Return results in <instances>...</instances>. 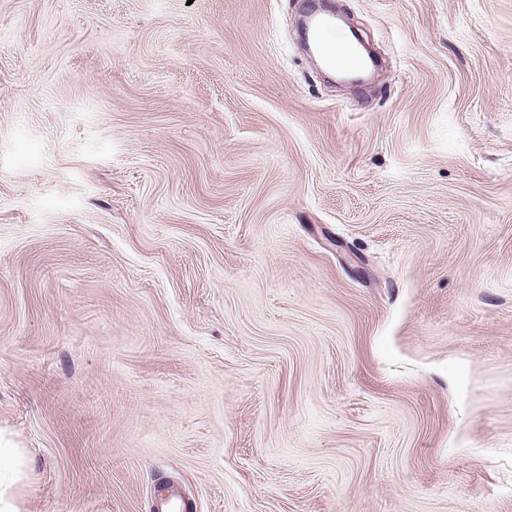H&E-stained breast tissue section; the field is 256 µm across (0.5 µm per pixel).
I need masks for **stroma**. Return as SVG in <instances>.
<instances>
[{"mask_svg":"<svg viewBox=\"0 0 512 512\" xmlns=\"http://www.w3.org/2000/svg\"><path fill=\"white\" fill-rule=\"evenodd\" d=\"M0 0L20 512H512V0ZM328 29L335 30L329 16L321 13H315L311 15L309 32L311 33V36L315 40L318 47L322 50H326V48L321 41V37L322 34ZM336 34L338 36L335 44L336 49L342 50L349 55L346 71L351 73H359L364 68V63L352 47V41L338 31H336Z\"/></svg>","mask_w":512,"mask_h":512,"instance_id":"stroma-1","label":"stroma"}]
</instances>
